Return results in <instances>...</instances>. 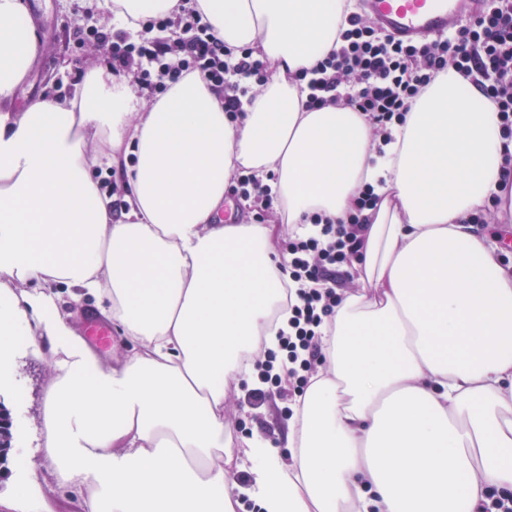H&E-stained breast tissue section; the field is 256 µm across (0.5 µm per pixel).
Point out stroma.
<instances>
[{
    "label": "stroma",
    "instance_id": "stroma-1",
    "mask_svg": "<svg viewBox=\"0 0 512 512\" xmlns=\"http://www.w3.org/2000/svg\"><path fill=\"white\" fill-rule=\"evenodd\" d=\"M26 18L32 19L41 50L17 91L15 103L24 106L45 93L65 97L82 84L91 70L106 69L103 50L87 45L77 47L76 31L97 26L115 30L116 24L98 0H22ZM16 352L8 375L0 379V402L14 421L13 447L0 465V499H11L16 486H26L29 503L37 512H83L79 498L60 487L42 463L43 409L53 379L52 352L49 344L34 349L24 340H16ZM254 382L228 381L224 418L234 434L259 437L287 455L285 431L293 402L295 382H288L287 394L269 388L263 403L249 398ZM39 462L37 471H29L27 461Z\"/></svg>",
    "mask_w": 512,
    "mask_h": 512
}]
</instances>
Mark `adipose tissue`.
<instances>
[{"mask_svg": "<svg viewBox=\"0 0 512 512\" xmlns=\"http://www.w3.org/2000/svg\"><path fill=\"white\" fill-rule=\"evenodd\" d=\"M126 29L181 0H103ZM232 52L272 75L229 121L200 74L152 103L95 71L73 98L0 114V364L15 337L49 341L55 370L42 454L86 512H473L512 490V267L471 221L500 191L493 103L455 71L413 102L391 143L345 101L306 107L293 78L338 46L345 0H191ZM21 0H0V105L15 101L38 50ZM136 156L122 219L91 171L88 142ZM276 195L277 223L342 224L365 211L361 291L321 328L326 371L292 406L289 459L235 442L224 381L254 338L277 345L289 278L264 224L218 217L236 171ZM61 283L98 298L132 345L102 366L58 315ZM258 466L231 478L235 453Z\"/></svg>", "mask_w": 512, "mask_h": 512, "instance_id": "1", "label": "adipose tissue"}]
</instances>
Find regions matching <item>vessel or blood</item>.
<instances>
[{
    "label": "vessel or blood",
    "mask_w": 512,
    "mask_h": 512,
    "mask_svg": "<svg viewBox=\"0 0 512 512\" xmlns=\"http://www.w3.org/2000/svg\"><path fill=\"white\" fill-rule=\"evenodd\" d=\"M365 11L401 41L437 38L476 18L479 0H363Z\"/></svg>",
    "instance_id": "1"
}]
</instances>
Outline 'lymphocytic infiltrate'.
Returning a JSON list of instances; mask_svg holds the SVG:
<instances>
[{"label": "lymphocytic infiltrate", "mask_w": 512, "mask_h": 512, "mask_svg": "<svg viewBox=\"0 0 512 512\" xmlns=\"http://www.w3.org/2000/svg\"><path fill=\"white\" fill-rule=\"evenodd\" d=\"M172 27L176 38H163V31ZM339 37V48L312 70L295 74L308 83L307 108L345 100L386 138L392 126L404 124L412 102L436 76L451 68L495 105L501 137L512 143V0H491L474 22L440 38L409 44L395 41L360 13L347 11ZM89 41L107 47L113 75L127 77L136 89L154 95L166 93L188 74H201L222 97L224 112L232 120L242 116L255 87L268 80L265 61L248 48L232 54L193 9L148 20L134 40L95 26L79 30L78 44ZM375 201L373 191L364 190L347 223L325 224L317 234L290 241L289 275L297 284L296 300L290 305L292 331L279 337L281 374H274L276 365L266 363L265 381L277 384L287 375L307 385L317 355V330L336 299L327 277L331 268L359 255L364 245L361 213Z\"/></svg>", "instance_id": "f902f5d3"}]
</instances>
